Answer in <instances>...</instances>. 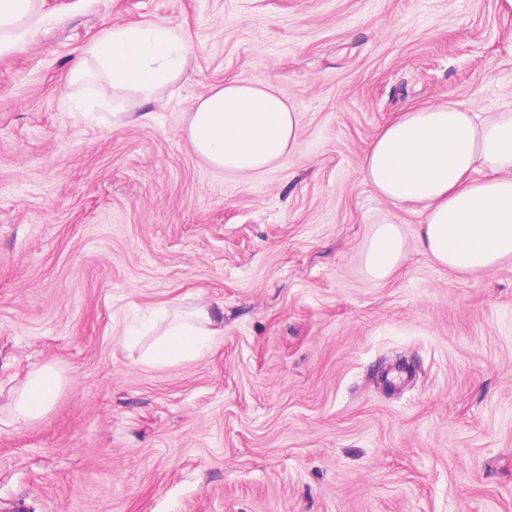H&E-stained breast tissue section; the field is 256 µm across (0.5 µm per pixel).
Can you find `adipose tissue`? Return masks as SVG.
<instances>
[{
  "label": "adipose tissue",
  "mask_w": 512,
  "mask_h": 512,
  "mask_svg": "<svg viewBox=\"0 0 512 512\" xmlns=\"http://www.w3.org/2000/svg\"><path fill=\"white\" fill-rule=\"evenodd\" d=\"M40 22L35 0H0V53ZM71 80L100 78L133 89L143 101L186 74L182 37L168 28L116 27L88 50ZM187 138L214 167L255 175L299 147L293 106L273 85L225 80L189 114ZM361 174L379 197L420 204L426 220L418 246L442 267L479 272L512 260V113L485 116L454 102L413 108L383 126L372 140ZM406 240L398 224L376 225L363 249V267L387 279L402 263ZM221 311L200 302L167 318L150 357L169 362L193 356L223 334ZM60 387L56 371L33 372L14 401L27 421L44 414Z\"/></svg>",
  "instance_id": "ef3b65f1"
}]
</instances>
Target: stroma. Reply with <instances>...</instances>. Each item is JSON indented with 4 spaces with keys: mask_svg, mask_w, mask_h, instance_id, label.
<instances>
[{
    "mask_svg": "<svg viewBox=\"0 0 512 512\" xmlns=\"http://www.w3.org/2000/svg\"><path fill=\"white\" fill-rule=\"evenodd\" d=\"M0 54V512H512V261L417 247L425 212L361 174L396 114L512 108L499 0H38ZM119 26L176 30L190 76L137 102L67 85ZM242 77L295 107L300 150L259 176L199 157L194 104ZM108 107H100V100ZM150 113L113 124V112ZM406 255L363 270L379 221ZM224 333L155 363L158 313ZM61 377L50 409L12 404ZM60 387V378L51 368L33 372L14 401V414L20 421L35 419L50 407Z\"/></svg>",
    "mask_w": 512,
    "mask_h": 512,
    "instance_id": "obj_1",
    "label": "stroma"
}]
</instances>
